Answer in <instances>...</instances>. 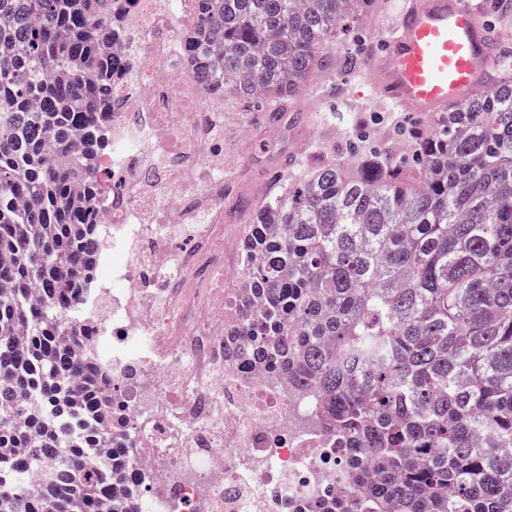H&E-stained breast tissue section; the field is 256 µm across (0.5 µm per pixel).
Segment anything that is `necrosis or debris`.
Listing matches in <instances>:
<instances>
[{"label": "necrosis or debris", "instance_id": "necrosis-or-debris-1", "mask_svg": "<svg viewBox=\"0 0 512 512\" xmlns=\"http://www.w3.org/2000/svg\"><path fill=\"white\" fill-rule=\"evenodd\" d=\"M191 0H131L136 72L121 85L104 165L135 195L99 212L102 235L85 325L112 357L120 416L131 425L135 470L165 462L162 490L114 481L144 512H310L345 496L342 468L315 409L287 382L225 361L233 316L224 286L240 256L224 222V158L212 144L224 106L184 63ZM190 239L188 248L174 245Z\"/></svg>", "mask_w": 512, "mask_h": 512}]
</instances>
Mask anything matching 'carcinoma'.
Returning <instances> with one entry per match:
<instances>
[{
    "mask_svg": "<svg viewBox=\"0 0 512 512\" xmlns=\"http://www.w3.org/2000/svg\"><path fill=\"white\" fill-rule=\"evenodd\" d=\"M130 0H0V512H141L112 367L84 341L93 210L112 200ZM189 75L285 112L375 0H196ZM239 203L224 358L314 398L351 509L512 512V71L413 134ZM95 417L74 435V406Z\"/></svg>",
    "mask_w": 512,
    "mask_h": 512,
    "instance_id": "carcinoma-1",
    "label": "carcinoma"
}]
</instances>
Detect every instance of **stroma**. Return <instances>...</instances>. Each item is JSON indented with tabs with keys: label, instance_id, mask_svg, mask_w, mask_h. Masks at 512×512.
<instances>
[{
	"label": "stroma",
	"instance_id": "stroma-1",
	"mask_svg": "<svg viewBox=\"0 0 512 512\" xmlns=\"http://www.w3.org/2000/svg\"><path fill=\"white\" fill-rule=\"evenodd\" d=\"M407 0H380L350 33L332 46L335 71L315 72L288 112L272 120L265 106L224 99L225 207L239 198L254 200L274 183L299 176L303 165L352 160L368 147L412 161L409 131L424 120L383 102L369 65Z\"/></svg>",
	"mask_w": 512,
	"mask_h": 512
}]
</instances>
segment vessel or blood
Instances as JSON below:
<instances>
[{
    "instance_id": "vessel-or-blood-1",
    "label": "vessel or blood",
    "mask_w": 512,
    "mask_h": 512,
    "mask_svg": "<svg viewBox=\"0 0 512 512\" xmlns=\"http://www.w3.org/2000/svg\"><path fill=\"white\" fill-rule=\"evenodd\" d=\"M496 61L468 0H410L371 72L382 100L429 119L464 102Z\"/></svg>"
}]
</instances>
